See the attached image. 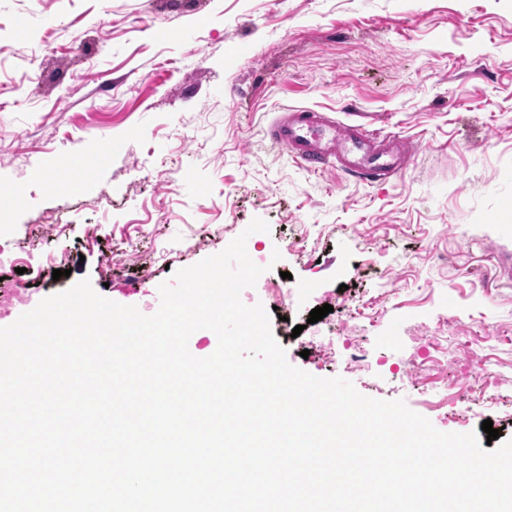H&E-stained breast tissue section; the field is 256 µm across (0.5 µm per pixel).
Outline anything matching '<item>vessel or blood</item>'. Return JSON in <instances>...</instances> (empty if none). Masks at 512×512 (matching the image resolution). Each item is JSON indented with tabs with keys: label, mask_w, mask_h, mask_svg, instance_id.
<instances>
[{
	"label": "vessel or blood",
	"mask_w": 512,
	"mask_h": 512,
	"mask_svg": "<svg viewBox=\"0 0 512 512\" xmlns=\"http://www.w3.org/2000/svg\"><path fill=\"white\" fill-rule=\"evenodd\" d=\"M268 134L308 173L333 168L370 183L400 176L415 150L413 143L381 135L368 124L344 123L330 113L306 107L277 113Z\"/></svg>",
	"instance_id": "b4317fda"
}]
</instances>
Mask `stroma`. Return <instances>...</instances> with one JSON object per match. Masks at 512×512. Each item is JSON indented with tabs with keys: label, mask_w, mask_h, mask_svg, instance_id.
Returning a JSON list of instances; mask_svg holds the SVG:
<instances>
[{
	"label": "stroma",
	"mask_w": 512,
	"mask_h": 512,
	"mask_svg": "<svg viewBox=\"0 0 512 512\" xmlns=\"http://www.w3.org/2000/svg\"><path fill=\"white\" fill-rule=\"evenodd\" d=\"M305 106L413 141L406 172H305L266 132ZM1 183L23 203L0 242L40 272L0 267V289L30 292L0 326L85 278L154 314L161 283L258 217L281 259L241 298L292 365L440 431L489 419L512 439V391L475 403L469 357L470 386L434 412L380 362L389 338L410 352L459 324L512 368V0H0ZM270 282L291 293L288 320ZM362 299L379 317L355 334L366 374L325 357Z\"/></svg>",
	"instance_id": "1"
}]
</instances>
